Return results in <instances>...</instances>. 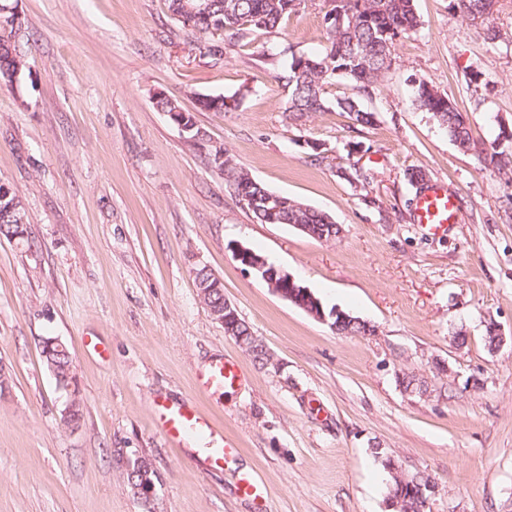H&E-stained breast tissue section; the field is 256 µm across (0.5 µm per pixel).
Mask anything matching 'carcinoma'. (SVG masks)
Instances as JSON below:
<instances>
[{
    "instance_id": "obj_1",
    "label": "carcinoma",
    "mask_w": 512,
    "mask_h": 512,
    "mask_svg": "<svg viewBox=\"0 0 512 512\" xmlns=\"http://www.w3.org/2000/svg\"><path fill=\"white\" fill-rule=\"evenodd\" d=\"M170 15L183 26L200 35V48L213 57L223 55L216 35L243 39L258 31L270 32L294 13L298 0H206L208 14L198 16L184 9L183 0H166ZM496 0H453L452 9L480 26L479 34L488 41H495L498 33L491 18ZM324 15L327 45L313 56L293 57L288 71L280 77L288 87V111L295 121L326 108L325 89L336 77L349 79L368 93L380 86L395 58L393 50L397 41L415 33L421 27L416 13L415 0H327ZM22 23L15 22L13 6L0 2V89L13 88L15 75H24L27 69L26 55L19 49ZM332 58V69L326 73L310 67L309 62L321 63ZM419 108L433 114L448 132L456 145L465 151L477 148L466 114L457 103L433 86L422 81L416 91ZM336 108L350 113L357 123L370 125L374 113L363 110L357 101L338 99ZM490 162L497 173L512 181V150L501 148L494 142L490 148ZM209 162L214 168H222L224 182L234 194L246 191L253 198H264L270 190L250 179V175L238 166L229 151L222 145L207 148ZM280 224H311L317 231V239L334 240L340 234V226L325 222V214L297 200L281 196ZM12 199L0 203V235L11 240L25 241L27 234L26 209L22 201L11 205ZM199 296L209 313L223 310L224 285L207 267L194 269ZM234 335L243 337L251 354L261 362L267 361V352L261 342L252 339V332L244 321H239ZM48 367L62 379H72L70 354L52 351L44 355Z\"/></svg>"
}]
</instances>
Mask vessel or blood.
<instances>
[{
    "instance_id": "vessel-or-blood-1",
    "label": "vessel or blood",
    "mask_w": 512,
    "mask_h": 512,
    "mask_svg": "<svg viewBox=\"0 0 512 512\" xmlns=\"http://www.w3.org/2000/svg\"><path fill=\"white\" fill-rule=\"evenodd\" d=\"M414 217L433 234L446 233L450 224L458 220V209L454 197L441 183L428 185L418 196ZM240 381L237 364L229 359L213 361L200 378L202 390L222 393ZM153 408L158 416V425L175 447L190 450L211 468L223 467L226 459L232 456L235 445L225 436L222 429L193 406L157 400Z\"/></svg>"
}]
</instances>
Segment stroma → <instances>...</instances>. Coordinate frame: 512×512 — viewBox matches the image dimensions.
Here are the masks:
<instances>
[{"label": "stroma", "mask_w": 512, "mask_h": 512, "mask_svg": "<svg viewBox=\"0 0 512 512\" xmlns=\"http://www.w3.org/2000/svg\"><path fill=\"white\" fill-rule=\"evenodd\" d=\"M416 6L422 26L397 42L380 87L327 88L374 113L362 127L334 107L293 120L275 80L326 45L325 0L225 39L217 61L165 0H18L27 70L0 89V182L21 197L30 241L0 237V512H389L387 456L435 483L428 512H512V346L485 342L488 323L512 332V182L482 153L512 130V0H498L492 42L450 0ZM422 80L467 114L477 150L416 106ZM159 92L253 179L327 213L341 238L259 223L157 108ZM197 93L236 106L204 112ZM414 167L456 198L446 234L413 220ZM240 245L374 334L334 333L282 299L236 260ZM198 266L222 280L271 364L212 319ZM47 337L70 352L71 390L46 366ZM220 357L241 381L216 396L196 377ZM405 373L432 396L403 392ZM155 399L196 406L238 455L211 469L175 448ZM136 456L157 471L149 507L123 478ZM244 473L260 476L263 500L240 493Z\"/></svg>", "instance_id": "1"}]
</instances>
